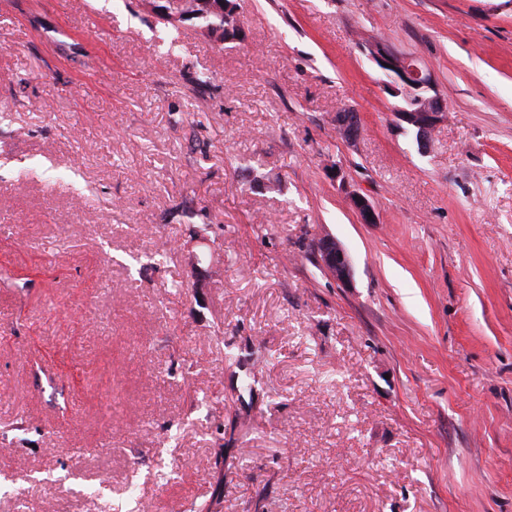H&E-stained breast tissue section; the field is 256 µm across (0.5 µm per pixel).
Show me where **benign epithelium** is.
I'll return each instance as SVG.
<instances>
[{
  "label": "benign epithelium",
  "instance_id": "benign-epithelium-1",
  "mask_svg": "<svg viewBox=\"0 0 512 512\" xmlns=\"http://www.w3.org/2000/svg\"><path fill=\"white\" fill-rule=\"evenodd\" d=\"M162 16L170 22L194 20L207 12L225 13L226 30L242 29L239 11L224 6V0H166ZM224 30V31H226ZM224 31L209 33L215 41L224 42ZM368 57L383 75V87L396 99V115L407 124L415 135L422 153L431 148L432 132L446 117V103L439 94L431 71L418 59L394 50L383 41H373L364 46ZM336 130L349 140L361 132L359 114L354 110L337 111L333 117ZM348 198L353 209L365 224L376 223V214L369 200L350 191ZM312 251L322 269L337 283L351 282L352 270L349 257L332 236H317L311 243Z\"/></svg>",
  "mask_w": 512,
  "mask_h": 512
}]
</instances>
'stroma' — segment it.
Returning <instances> with one entry per match:
<instances>
[{
  "mask_svg": "<svg viewBox=\"0 0 512 512\" xmlns=\"http://www.w3.org/2000/svg\"><path fill=\"white\" fill-rule=\"evenodd\" d=\"M239 4L0 0V512H512V0ZM169 6L163 7L162 16L170 22L195 20L207 12L224 15V0H166ZM364 50L380 69L384 89L396 99L397 117L411 128L421 152L429 153L432 132L446 117V103L433 74L415 57L383 41L368 43ZM333 122L336 130L349 140H354L360 135V117L354 110L337 111L333 117ZM312 251L322 269L337 283L351 282L352 270L349 257L342 246L330 235H320L311 243Z\"/></svg>",
  "mask_w": 512,
  "mask_h": 512,
  "instance_id": "35a3bbf8",
  "label": "stroma"
}]
</instances>
